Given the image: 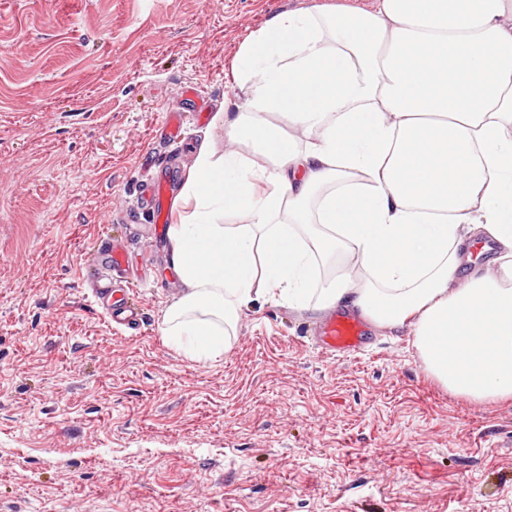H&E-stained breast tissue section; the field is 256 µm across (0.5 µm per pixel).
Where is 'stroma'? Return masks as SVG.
Here are the masks:
<instances>
[{
    "mask_svg": "<svg viewBox=\"0 0 512 512\" xmlns=\"http://www.w3.org/2000/svg\"><path fill=\"white\" fill-rule=\"evenodd\" d=\"M313 2L0 0V512H512V400L452 395L411 337L326 355L321 315L256 302L217 361L162 335L180 282L141 190L224 151L241 44ZM106 237L120 333L81 276Z\"/></svg>",
    "mask_w": 512,
    "mask_h": 512,
    "instance_id": "35a3bbf8",
    "label": "stroma"
}]
</instances>
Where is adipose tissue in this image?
Wrapping results in <instances>:
<instances>
[{
	"instance_id": "ef3b65f1",
	"label": "adipose tissue",
	"mask_w": 512,
	"mask_h": 512,
	"mask_svg": "<svg viewBox=\"0 0 512 512\" xmlns=\"http://www.w3.org/2000/svg\"><path fill=\"white\" fill-rule=\"evenodd\" d=\"M235 79L231 147L201 144L168 227L167 343L209 361L250 303L343 309L451 394L511 399L512 0L283 12Z\"/></svg>"
}]
</instances>
